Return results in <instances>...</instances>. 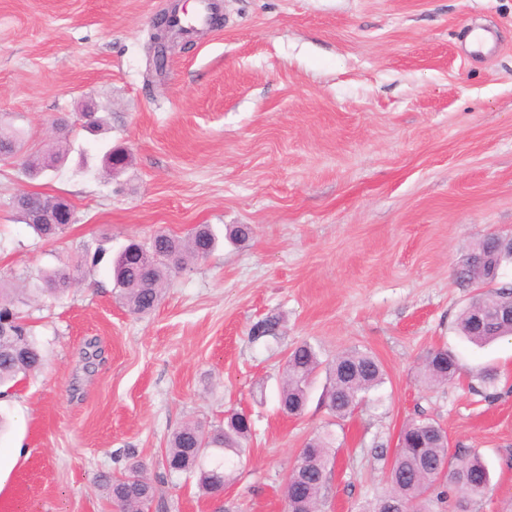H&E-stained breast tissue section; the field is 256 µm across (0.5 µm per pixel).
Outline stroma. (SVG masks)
<instances>
[{
  "label": "stroma",
  "mask_w": 512,
  "mask_h": 512,
  "mask_svg": "<svg viewBox=\"0 0 512 512\" xmlns=\"http://www.w3.org/2000/svg\"><path fill=\"white\" fill-rule=\"evenodd\" d=\"M216 3L223 23L176 43L150 78L145 41L171 0H0V128L66 152L36 178L0 161V279L31 292L43 272L78 268L63 295L23 308L44 362L0 395V512H113L93 479L132 455L166 512H283L287 473L323 433L335 458L321 512H367L420 416L488 465L472 512H512V337L479 348L456 328L480 290L460 284L461 265L512 233V0ZM476 27L497 35L480 57ZM87 102L99 131L78 123ZM111 146L130 155L113 176ZM22 192L67 199L74 224L40 240L13 206ZM202 224L218 248L131 313L112 257ZM239 224L249 237L230 241ZM269 316L275 336L252 339ZM303 342L325 362L372 353L384 384L337 419L321 373L304 414L283 415L284 360ZM439 347L461 377L424 384ZM231 410L252 435L216 501L163 462L182 426L216 428Z\"/></svg>",
  "instance_id": "stroma-1"
}]
</instances>
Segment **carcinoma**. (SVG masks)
Instances as JSON below:
<instances>
[{"mask_svg":"<svg viewBox=\"0 0 512 512\" xmlns=\"http://www.w3.org/2000/svg\"><path fill=\"white\" fill-rule=\"evenodd\" d=\"M17 134L0 130V155L8 160L15 156ZM60 151L32 152L22 165L25 172L36 177L56 168L63 162ZM58 199L33 193L29 208L20 212L25 223L32 215L56 206ZM34 233L43 239H53L67 228L65 224H31ZM217 240L205 226L196 228L188 237L178 238L163 231L157 232L146 245L130 243L113 262V279L129 310L147 314L162 298V290L171 273L185 269L190 263L206 258ZM512 260L509 253H490L481 267L463 265L458 278L462 283H485L490 269ZM74 279L73 269L58 268L42 278L43 294L58 296L67 291ZM487 316V323L474 324L471 309L458 317L457 329L469 342L483 345L497 338L512 335V324L495 317L497 309L512 302V288H503L491 296L476 295ZM18 292L0 282V322L10 319L17 334H0V386L28 376L42 366L43 357L24 322V316L15 307ZM323 365L320 352L303 342L288 352L285 377L279 391V409L286 415L302 413L312 379ZM331 387L325 403L336 417L351 414L365 401L370 391L384 383V370L371 354L358 350L346 352L328 365ZM460 374L456 357L446 349L427 353L422 377L427 383L448 384ZM251 425L236 412L228 414L224 425L207 430L197 424H188L176 431L169 440L165 460L169 474L199 472V484L209 497L224 491L238 467L237 458L249 439ZM331 440L329 435L310 439L301 452L299 467L303 476L299 484L285 488V498L291 512H317L321 492L327 480ZM448 464V474L442 475L439 466ZM387 480L388 493L380 497L370 512H381L391 501L406 506L411 512H469L468 505L485 496L490 484L489 469L477 453L450 452L445 436L436 423L429 419H412L398 451L390 463ZM97 483L107 494L116 512H142L154 500V486L147 476L144 464L134 461L118 476L101 475Z\"/></svg>","mask_w":512,"mask_h":512,"instance_id":"cac0c4a2","label":"carcinoma"}]
</instances>
